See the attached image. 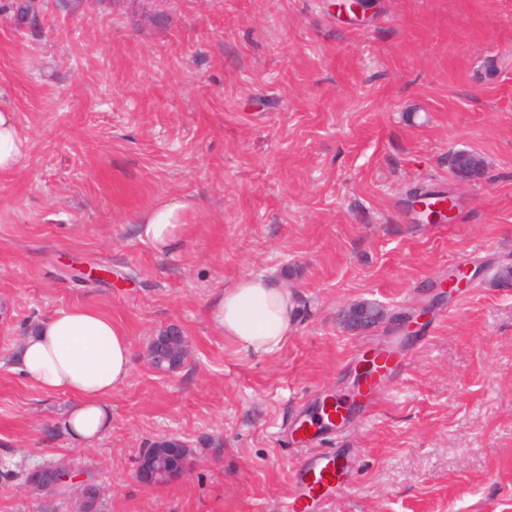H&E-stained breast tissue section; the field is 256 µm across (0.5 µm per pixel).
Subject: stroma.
Returning <instances> with one entry per match:
<instances>
[{"instance_id":"stroma-1","label":"stroma","mask_w":512,"mask_h":512,"mask_svg":"<svg viewBox=\"0 0 512 512\" xmlns=\"http://www.w3.org/2000/svg\"><path fill=\"white\" fill-rule=\"evenodd\" d=\"M0 0V101L30 150L0 173V512H283L292 474L324 450L351 476L318 512H512V0H376L364 18L332 0H43L18 29ZM479 154L462 184L450 149ZM451 193L429 224L411 192ZM186 196L198 218L182 251L156 255L133 220ZM95 264L121 286L82 280ZM472 282L449 296L452 271ZM278 273L295 330L270 357L240 353L207 320L237 279ZM385 305L377 328L339 314ZM90 303L127 330L133 368L113 393L112 428L70 443L71 403L12 371L22 337L56 311ZM409 363L383 400L306 448L291 424L327 394L353 391L352 357L399 333ZM191 354L176 372L147 363L167 326ZM174 436L192 472L148 487L137 459ZM78 483L32 492L36 464ZM371 310L381 314L382 307L375 302L369 301L359 302L352 305L347 312V326L353 330H365L373 327L379 322V320L376 322H370L365 319Z\"/></svg>"}]
</instances>
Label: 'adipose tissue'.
I'll use <instances>...</instances> for the list:
<instances>
[{
    "label": "adipose tissue",
    "instance_id": "1",
    "mask_svg": "<svg viewBox=\"0 0 512 512\" xmlns=\"http://www.w3.org/2000/svg\"><path fill=\"white\" fill-rule=\"evenodd\" d=\"M28 151L15 112L0 102V172L15 170ZM195 212L190 199H159L136 217V236L158 256H176L185 247ZM294 310V297L284 282L260 274L225 287L209 303L207 316L238 352L265 357L287 342L294 330ZM132 358V341L123 326L99 308L81 305L39 321L23 337L12 363L41 391L71 397L60 427L84 446L111 428L110 398L128 379Z\"/></svg>",
    "mask_w": 512,
    "mask_h": 512
}]
</instances>
